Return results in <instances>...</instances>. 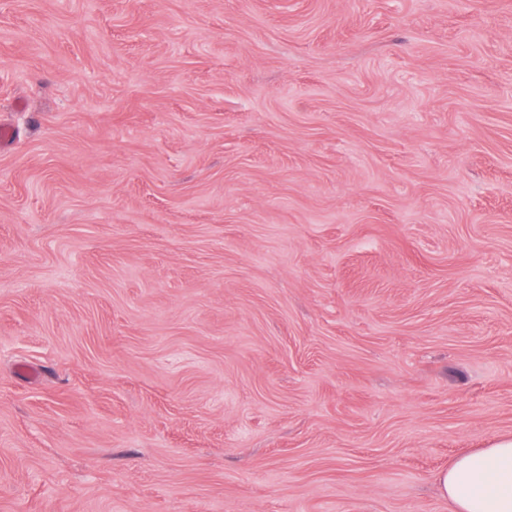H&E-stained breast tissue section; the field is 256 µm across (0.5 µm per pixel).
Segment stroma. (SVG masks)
Returning a JSON list of instances; mask_svg holds the SVG:
<instances>
[{
    "label": "stroma",
    "mask_w": 512,
    "mask_h": 512,
    "mask_svg": "<svg viewBox=\"0 0 512 512\" xmlns=\"http://www.w3.org/2000/svg\"><path fill=\"white\" fill-rule=\"evenodd\" d=\"M0 512H448L512 434V0H0Z\"/></svg>",
    "instance_id": "1"
}]
</instances>
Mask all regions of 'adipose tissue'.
Segmentation results:
<instances>
[{
    "instance_id": "1",
    "label": "adipose tissue",
    "mask_w": 512,
    "mask_h": 512,
    "mask_svg": "<svg viewBox=\"0 0 512 512\" xmlns=\"http://www.w3.org/2000/svg\"><path fill=\"white\" fill-rule=\"evenodd\" d=\"M436 483L449 512H512V435L462 450Z\"/></svg>"
}]
</instances>
